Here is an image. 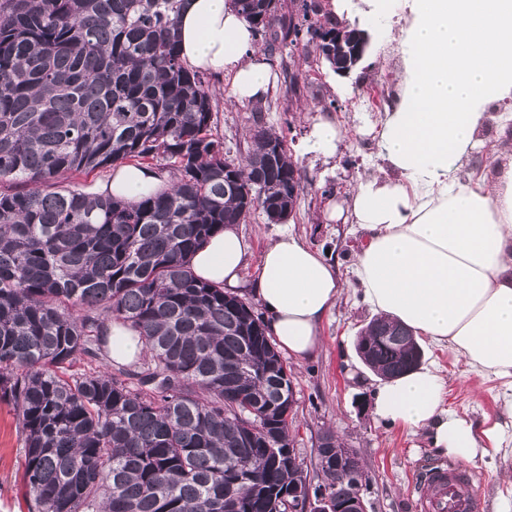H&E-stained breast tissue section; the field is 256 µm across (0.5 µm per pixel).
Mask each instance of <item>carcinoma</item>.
<instances>
[{"label":"carcinoma","instance_id":"carcinoma-1","mask_svg":"<svg viewBox=\"0 0 512 512\" xmlns=\"http://www.w3.org/2000/svg\"><path fill=\"white\" fill-rule=\"evenodd\" d=\"M278 19L267 48L311 27ZM251 23L266 0H231ZM184 0H0V401L16 411L28 512H285L307 478L288 459V366L253 307L199 282L189 258L255 205L280 217L294 162L261 126L232 169L213 93L183 63ZM155 164L176 181L138 201L75 179ZM15 184L34 188L15 190ZM139 333L140 370L75 373ZM409 337L378 327L371 369L406 371ZM320 465L334 501L336 483Z\"/></svg>","mask_w":512,"mask_h":512}]
</instances>
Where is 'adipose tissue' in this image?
I'll use <instances>...</instances> for the list:
<instances>
[{
  "instance_id": "ef3b65f1",
  "label": "adipose tissue",
  "mask_w": 512,
  "mask_h": 512,
  "mask_svg": "<svg viewBox=\"0 0 512 512\" xmlns=\"http://www.w3.org/2000/svg\"><path fill=\"white\" fill-rule=\"evenodd\" d=\"M375 22L398 45L399 93L377 131L379 168L330 216L365 238L352 275L375 313L447 347L468 367L503 381L512 415V0H370ZM183 62L228 81L238 103L265 100L277 74L230 0H186L177 19ZM485 174L461 177L475 155ZM165 172L123 165L98 185L137 200L171 190ZM251 242L229 224L190 258L203 281L237 287ZM345 283L291 229L263 250L250 285L266 331L295 360L323 345L322 324ZM438 368L380 380L376 416L428 431L436 454L472 464L481 439L502 444L445 406Z\"/></svg>"
}]
</instances>
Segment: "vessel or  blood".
<instances>
[{
  "label": "vessel or blood",
  "instance_id": "vessel-or-blood-1",
  "mask_svg": "<svg viewBox=\"0 0 512 512\" xmlns=\"http://www.w3.org/2000/svg\"><path fill=\"white\" fill-rule=\"evenodd\" d=\"M475 481L476 473L470 468L422 464L413 487L414 508L416 512H479Z\"/></svg>",
  "mask_w": 512,
  "mask_h": 512
}]
</instances>
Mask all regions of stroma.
I'll return each instance as SVG.
<instances>
[{"label":"stroma","instance_id":"obj_1","mask_svg":"<svg viewBox=\"0 0 512 512\" xmlns=\"http://www.w3.org/2000/svg\"><path fill=\"white\" fill-rule=\"evenodd\" d=\"M352 2L355 22L367 25L372 35L368 56L349 75L340 76L326 68L321 78H310L292 109H285L277 93H270L263 114L268 128L284 133L305 178L296 214L288 225L309 246L327 252L340 278L347 282L323 324L321 351L290 363L296 403L288 418L289 431L304 469L312 473L316 470L317 439L324 429L333 428L343 442L360 453L369 475L366 498L370 512H415L411 481L417 462L428 459L442 465L446 459L430 448L425 430L383 422L373 408H360V400L372 398L376 376L361 361L355 342L373 313L349 281L359 241L350 225L325 217L331 205L342 203L359 178L378 165L374 135L397 93L398 46L378 25L370 23L366 0ZM215 101L213 135L223 143L228 160L241 162L253 128V106L231 101L221 89ZM322 115L334 118L343 134L332 157L306 149L312 126ZM241 230L252 244L245 270L250 278L257 271L262 251L281 227L269 223L257 208L242 221ZM423 360L441 369L451 411L479 424L505 423L512 433L500 381L481 377L442 348H424ZM21 448L15 411L11 405L0 403V512H28ZM510 467L512 447L503 452L489 451L474 463L481 476L475 485L483 505L481 512H512V480L506 475Z\"/></svg>","mask_w":512,"mask_h":512}]
</instances>
